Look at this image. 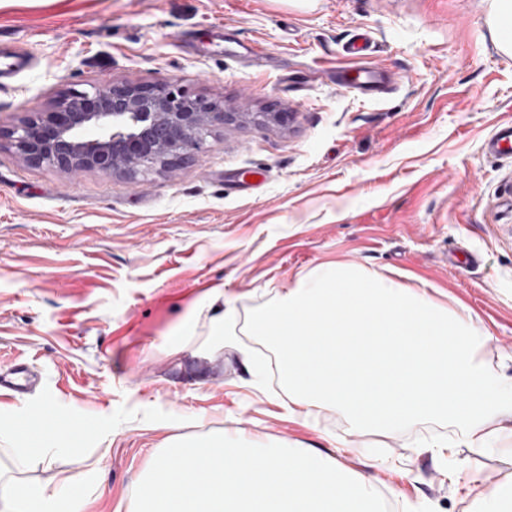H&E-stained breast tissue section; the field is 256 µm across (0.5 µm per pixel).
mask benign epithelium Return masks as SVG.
I'll return each mask as SVG.
<instances>
[{"label":"benign epithelium","mask_w":512,"mask_h":512,"mask_svg":"<svg viewBox=\"0 0 512 512\" xmlns=\"http://www.w3.org/2000/svg\"><path fill=\"white\" fill-rule=\"evenodd\" d=\"M237 116L224 102L195 95L169 78L103 81L67 89L51 111L0 127V140L32 166L72 176L99 170L136 181L200 155L213 120Z\"/></svg>","instance_id":"obj_1"}]
</instances>
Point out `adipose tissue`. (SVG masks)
<instances>
[{
	"mask_svg": "<svg viewBox=\"0 0 512 512\" xmlns=\"http://www.w3.org/2000/svg\"><path fill=\"white\" fill-rule=\"evenodd\" d=\"M249 335L274 345L289 417L314 420L340 410L356 435L385 436L419 422L451 423L438 455L448 478L470 489L462 448L512 452V378L492 375L482 357L487 332L472 311L427 289L336 264L300 276L256 313ZM0 512H47L41 490L0 472Z\"/></svg>",
	"mask_w": 512,
	"mask_h": 512,
	"instance_id": "ef3b65f1",
	"label": "adipose tissue"
}]
</instances>
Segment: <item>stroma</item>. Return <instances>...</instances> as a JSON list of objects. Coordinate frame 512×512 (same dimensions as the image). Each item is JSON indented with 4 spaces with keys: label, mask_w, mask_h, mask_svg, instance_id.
Returning <instances> with one entry per match:
<instances>
[{
    "label": "stroma",
    "mask_w": 512,
    "mask_h": 512,
    "mask_svg": "<svg viewBox=\"0 0 512 512\" xmlns=\"http://www.w3.org/2000/svg\"><path fill=\"white\" fill-rule=\"evenodd\" d=\"M490 0H0V50L29 65L0 83V126L50 110L66 87L106 78L180 81L222 99L196 159L141 183L24 162L0 145V364L42 381L0 394V416L54 404L79 444L51 461L16 451L10 475L73 497L76 512H127L167 441L236 425L256 440L334 456L417 512H464L449 464L427 448L451 426L417 423L381 448L346 445L342 412L289 419L276 355L247 336L252 315L316 266L345 263L456 298L490 330L488 369L512 377V155L487 154L512 121V55ZM264 46L256 69L213 33ZM368 32V62L400 76L375 99L316 77ZM291 113L286 123L262 112ZM474 264H465L464 255ZM237 335L224 342V300ZM480 484L512 477V457L458 451Z\"/></svg>",
    "instance_id": "stroma-1"
}]
</instances>
